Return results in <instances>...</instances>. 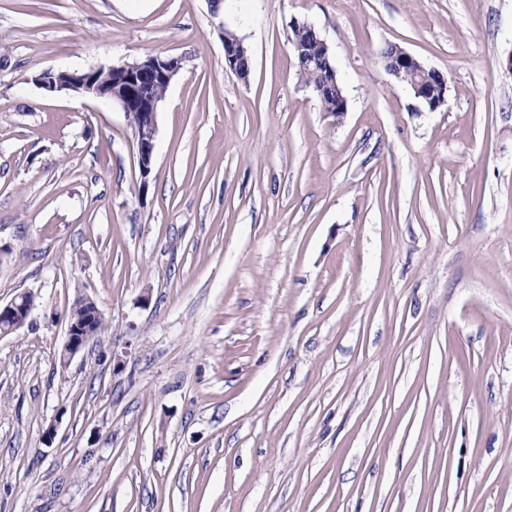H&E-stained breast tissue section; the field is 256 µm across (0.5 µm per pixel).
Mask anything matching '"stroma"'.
Returning <instances> with one entry per match:
<instances>
[{
  "mask_svg": "<svg viewBox=\"0 0 512 512\" xmlns=\"http://www.w3.org/2000/svg\"><path fill=\"white\" fill-rule=\"evenodd\" d=\"M155 55L145 184L118 105L36 78ZM511 57L512 0H0V302L37 299L0 337V512H512ZM80 294L105 329L63 366ZM294 36L296 38H301L310 42V49H306L308 45L301 40L292 39V37L289 39L293 56L302 57H297V66L301 77L306 84H313L320 87V85H326L331 75L330 83L334 84L336 90H334L329 84L328 86L324 87L322 94L319 95L318 98L325 113L336 118L341 117L345 113L344 110L346 108V98L342 95L340 86L338 84L339 82L337 79L336 71L332 72L333 70H336V68L332 63L331 57L329 56V48L327 44L317 35L319 40L317 43L321 54L324 57H329L325 59L321 57L319 51H314L313 53L320 59V61L317 60L314 63H310L305 59V57L307 59L312 58L313 60H316V57L312 56L310 53V51H313L317 46L315 37L306 30L300 31L298 33L295 32ZM336 98L338 100L341 112H336ZM224 68L239 78V63L246 56L247 49L243 46V41L235 35L224 34ZM394 48L392 45L387 46L381 52V56L384 58L390 55ZM384 66L396 81L408 85L415 98L429 111H436L447 102V82L444 81L440 86L431 89L426 84L428 68L406 50L396 47L393 54L384 59Z\"/></svg>",
  "mask_w": 512,
  "mask_h": 512,
  "instance_id": "1",
  "label": "stroma"
}]
</instances>
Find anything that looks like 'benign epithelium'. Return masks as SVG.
Masks as SVG:
<instances>
[{"label": "benign epithelium", "instance_id": "benign-epithelium-1", "mask_svg": "<svg viewBox=\"0 0 512 512\" xmlns=\"http://www.w3.org/2000/svg\"><path fill=\"white\" fill-rule=\"evenodd\" d=\"M246 56L243 41L234 35H224V68L239 74V63ZM179 57L153 56L140 62L119 66L92 68L87 71L44 72L35 81L48 92L69 90L83 96L107 98L118 104L123 112L139 114L134 128L136 154L142 185H148L153 169L156 119L165 95L153 88L168 87L179 72ZM386 71L396 81L408 85L420 104L433 112L447 102V83L430 88L426 84L428 68L415 56L397 47L384 59ZM30 312L19 306L16 299L0 303V337L16 333L27 322ZM95 336L90 320L69 318L63 345V363H68Z\"/></svg>", "mask_w": 512, "mask_h": 512}]
</instances>
